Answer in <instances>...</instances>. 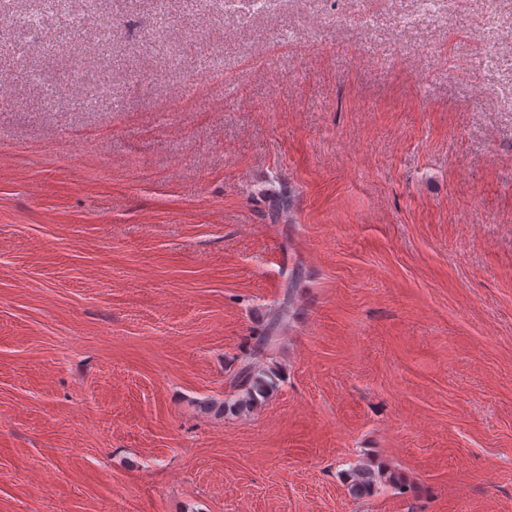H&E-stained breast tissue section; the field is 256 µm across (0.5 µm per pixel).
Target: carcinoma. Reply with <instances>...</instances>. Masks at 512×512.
<instances>
[{
  "mask_svg": "<svg viewBox=\"0 0 512 512\" xmlns=\"http://www.w3.org/2000/svg\"><path fill=\"white\" fill-rule=\"evenodd\" d=\"M282 316H276L268 325L266 332L256 337V344L250 360L244 363L233 377L237 389L235 397L220 404L213 402L203 403L207 411H214L220 415L249 413L259 404V398L266 397L275 388V382L267 378V374L260 369L258 356L273 340V333L278 329ZM347 486L351 496L358 498L369 496L380 484L397 485L400 477L392 472L374 469L372 465L363 463L355 466L347 473Z\"/></svg>",
  "mask_w": 512,
  "mask_h": 512,
  "instance_id": "carcinoma-1",
  "label": "carcinoma"
}]
</instances>
